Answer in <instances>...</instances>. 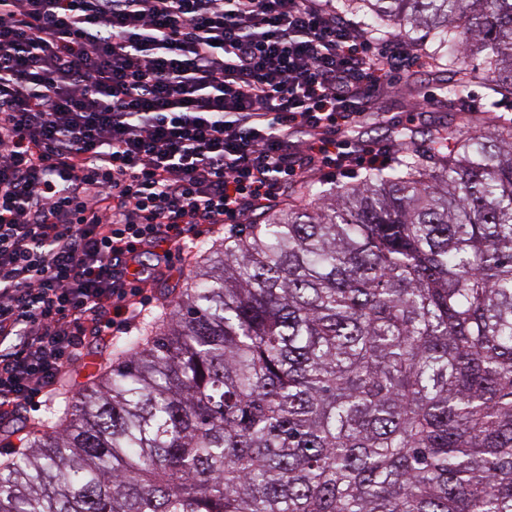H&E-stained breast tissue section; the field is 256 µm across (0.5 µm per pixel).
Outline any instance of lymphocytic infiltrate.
Masks as SVG:
<instances>
[{"label":"lymphocytic infiltrate","mask_w":512,"mask_h":512,"mask_svg":"<svg viewBox=\"0 0 512 512\" xmlns=\"http://www.w3.org/2000/svg\"><path fill=\"white\" fill-rule=\"evenodd\" d=\"M333 0H0V428L146 307L170 261L326 167L403 77Z\"/></svg>","instance_id":"obj_1"}]
</instances>
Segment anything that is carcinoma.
Instances as JSON below:
<instances>
[{
    "mask_svg": "<svg viewBox=\"0 0 512 512\" xmlns=\"http://www.w3.org/2000/svg\"><path fill=\"white\" fill-rule=\"evenodd\" d=\"M338 7L512 97V0ZM459 112L450 156L232 225L0 457V512H512V124Z\"/></svg>",
    "mask_w": 512,
    "mask_h": 512,
    "instance_id": "carcinoma-1",
    "label": "carcinoma"
}]
</instances>
